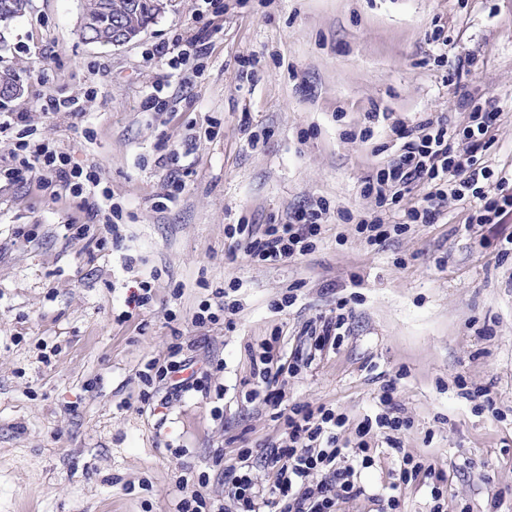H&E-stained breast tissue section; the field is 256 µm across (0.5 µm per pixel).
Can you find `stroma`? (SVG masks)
Wrapping results in <instances>:
<instances>
[{
  "instance_id": "35a3bbf8",
  "label": "stroma",
  "mask_w": 512,
  "mask_h": 512,
  "mask_svg": "<svg viewBox=\"0 0 512 512\" xmlns=\"http://www.w3.org/2000/svg\"><path fill=\"white\" fill-rule=\"evenodd\" d=\"M223 2L168 0L113 47L80 39L81 0H31L5 34L0 70L16 69L24 94L0 119L28 121L0 132V161L24 132L53 144L98 170L121 215L112 236L56 184L0 180V512H176L180 474L223 499V462L244 449L260 512H275L262 456L288 437L249 398L272 338L283 408H331L341 442L369 447L363 493L337 512H378L392 494L401 512H429L374 425L389 385L402 448L447 478L445 512H512V210L478 224V200L450 197L436 223L373 242L357 230L358 215L399 223L422 205L426 185L382 210L364 182L395 157L401 125L448 121L462 150L466 91L498 112L479 154L486 190L512 193V0ZM176 38L202 56L154 57ZM156 93L166 109L145 110ZM318 199L322 234L288 262L254 260L227 234ZM221 290L235 313L195 324ZM339 314V340L317 343L311 326ZM176 345L197 385L145 384Z\"/></svg>"
}]
</instances>
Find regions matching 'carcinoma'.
Instances as JSON below:
<instances>
[{
	"label": "carcinoma",
	"mask_w": 512,
	"mask_h": 512,
	"mask_svg": "<svg viewBox=\"0 0 512 512\" xmlns=\"http://www.w3.org/2000/svg\"><path fill=\"white\" fill-rule=\"evenodd\" d=\"M30 0H0V30L27 10ZM161 14L156 0H84L82 18L91 22L87 35L101 45L112 44V32L127 29L141 31Z\"/></svg>",
	"instance_id": "carcinoma-1"
}]
</instances>
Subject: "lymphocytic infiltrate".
Segmentation results:
<instances>
[{"mask_svg": "<svg viewBox=\"0 0 512 512\" xmlns=\"http://www.w3.org/2000/svg\"><path fill=\"white\" fill-rule=\"evenodd\" d=\"M490 111L471 112L466 133V148L454 152L452 136L447 122H424L411 128H399L398 154L394 161L369 177L363 187L366 194L376 196L379 202L398 201L402 191L416 184L427 185L425 205L408 210L407 218L414 223L431 224L438 216L434 200L449 195L461 196L470 191L479 200L478 223L491 224L503 213L512 209V195L488 196L483 184L491 177L481 166L477 155L487 149L486 136L493 121ZM13 164L0 166V176L15 178L25 171L41 181L54 183L77 197L84 198L91 213L101 210L97 188L100 179L96 172L72 166L69 157L46 143L30 144L19 140L12 156ZM321 211L310 209L294 213L290 220L256 228L240 224L233 232L246 241L252 258L269 264L307 254L322 230ZM382 404L391 402L390 391H383ZM378 427L389 430L387 443L395 450L400 467L399 479L403 483H429L433 505L430 512H443V499L447 480L442 472L425 459H416L401 448L397 431L406 427V419L396 410L377 416ZM287 445L267 449L263 461L276 469L278 482L273 489L278 512H336L337 498L360 494L351 467L341 466L347 456H360V449H349L339 442L337 431L345 424L335 410L320 407L293 406L286 419ZM225 495L232 512H255L256 483L248 464L247 454H240L237 461L224 467Z\"/></svg>", "mask_w": 512, "mask_h": 512, "instance_id": "1", "label": "lymphocytic infiltrate"}]
</instances>
